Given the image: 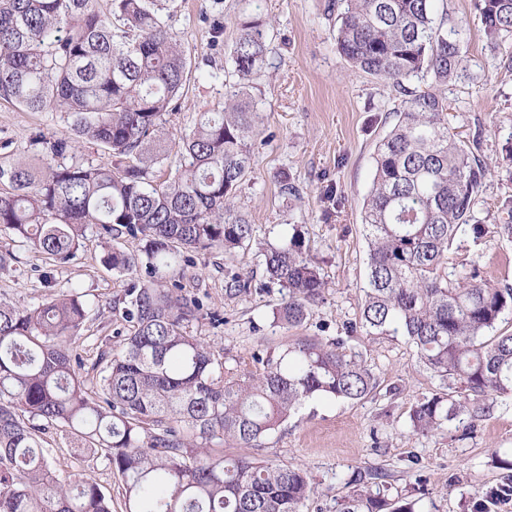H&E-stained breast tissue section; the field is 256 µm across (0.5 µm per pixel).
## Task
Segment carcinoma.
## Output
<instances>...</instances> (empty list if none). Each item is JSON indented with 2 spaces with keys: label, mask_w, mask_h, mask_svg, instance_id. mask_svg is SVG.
I'll use <instances>...</instances> for the list:
<instances>
[{
  "label": "carcinoma",
  "mask_w": 512,
  "mask_h": 512,
  "mask_svg": "<svg viewBox=\"0 0 512 512\" xmlns=\"http://www.w3.org/2000/svg\"><path fill=\"white\" fill-rule=\"evenodd\" d=\"M97 2L0 0V98L62 112L69 123V137L47 145L41 171L0 165V233L55 262L97 226L105 266L137 275L124 311L132 330L101 358L89 386L71 353L88 314L82 296L23 308L0 298V512H112L91 476L56 479L44 447L56 424L112 466L125 512H302L312 492L307 471L226 455L224 445L261 448L304 403L364 400L378 378L341 336L297 338L267 353L261 373L226 374L190 330L203 304L179 285L187 254H232L253 238L232 199L252 171L263 23H240L230 51L237 81L225 87L224 109L201 113L175 142L164 115L189 69L165 21L169 0H112L107 12ZM434 2L341 0L336 49L355 69L398 85L421 73L446 84L463 48ZM475 9L489 44L512 35V0H475ZM447 110L433 92H410L377 146L363 206L369 254L359 328L405 338L446 387L411 409L417 434L476 420L512 398V332L498 330L512 288L445 273L452 244L481 233L474 206L488 174L477 151L448 131ZM73 141L112 161L53 163ZM173 150L179 168L158 184L152 169ZM116 231L140 238V252L112 246ZM264 259L288 296L274 318L301 326L322 298L319 267L295 233L264 248ZM347 485L335 512H417L416 500L389 494L378 468L354 471ZM509 497L512 479L487 487L474 512Z\"/></svg>",
  "instance_id": "1"
}]
</instances>
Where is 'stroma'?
I'll list each match as a JSON object with an SVG mask.
<instances>
[{
  "instance_id": "35a3bbf8",
  "label": "stroma",
  "mask_w": 512,
  "mask_h": 512,
  "mask_svg": "<svg viewBox=\"0 0 512 512\" xmlns=\"http://www.w3.org/2000/svg\"><path fill=\"white\" fill-rule=\"evenodd\" d=\"M330 0H172L167 24L182 39L188 79L166 114L172 137L190 133L200 113L224 106L226 83L235 79L230 48L241 21L263 22L271 67L254 78L260 118L252 140L254 171L233 200L254 227V240L234 254L210 249L192 253L181 282L188 297L204 304L205 317L192 332L215 349L225 371L248 374L263 368L257 353L301 336H346L364 353L379 386L360 402L306 403L264 442L260 458L305 469L313 491L303 512H333L353 471L377 467L393 490L417 501L419 512H470L486 486L503 475L494 452L512 449V400L497 402L473 424L448 423L425 435L411 433L409 412L440 386L403 337L369 338L358 330L366 286L368 246L362 232L363 203L380 140L392 129L406 91L431 89L429 77L404 88L352 68L336 50L337 13ZM437 14L459 24L465 70L440 87L448 100L449 131L478 143L489 175L474 207L481 237L455 241L448 271L476 273L479 280L512 287V239L499 236L502 205L512 200V37L487 42L474 0H436ZM60 112H31L0 99V164L39 165L44 140L64 138ZM291 182L297 196L281 191ZM298 233L326 282L322 299L304 324H278L284 300L271 283L261 251L284 234ZM0 252L15 259L0 270V298L27 307L44 298L79 293L88 302L84 328L71 349L83 369L98 354L117 349L130 325L123 317L134 276L113 273L102 262L96 234L65 263H56L0 234ZM247 291L232 289L234 278ZM46 448L59 481L91 475L112 497V512H125L119 477L103 459L78 460L65 427H51Z\"/></svg>"
}]
</instances>
